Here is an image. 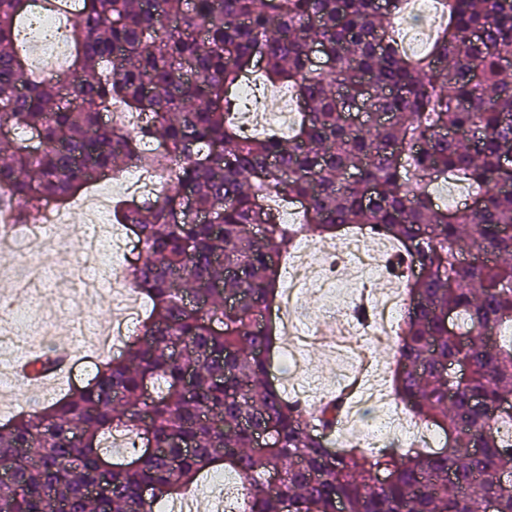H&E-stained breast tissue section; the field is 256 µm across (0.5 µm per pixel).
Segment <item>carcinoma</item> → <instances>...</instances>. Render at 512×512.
Segmentation results:
<instances>
[{"label": "carcinoma", "mask_w": 512, "mask_h": 512, "mask_svg": "<svg viewBox=\"0 0 512 512\" xmlns=\"http://www.w3.org/2000/svg\"><path fill=\"white\" fill-rule=\"evenodd\" d=\"M384 2L83 0L73 19L64 0H0V188L17 221L124 167L170 173L113 213L138 242L137 336L0 426L12 512H164L220 462L243 479L237 512H512V0H438L443 26L412 54L394 26L405 0ZM38 8L72 33L63 75L28 53ZM249 76L293 90L288 137L241 135ZM357 102L382 120L353 122ZM448 181L468 208L437 202ZM343 227L417 268L392 390L443 435L432 451L334 450L343 397L312 413L271 377L280 261ZM117 434L126 462L110 461Z\"/></svg>", "instance_id": "carcinoma-1"}]
</instances>
